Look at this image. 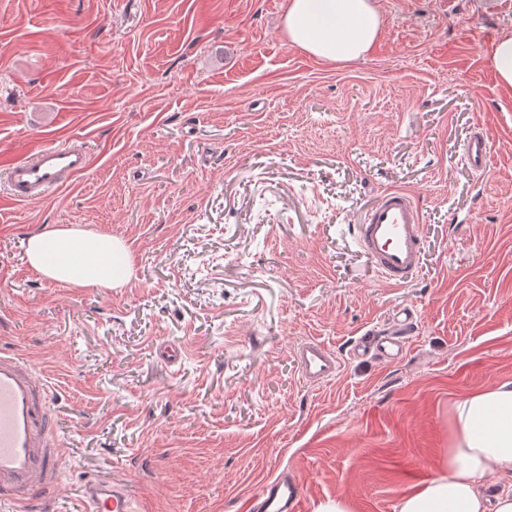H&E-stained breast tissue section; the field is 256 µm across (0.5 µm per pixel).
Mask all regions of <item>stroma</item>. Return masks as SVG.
Segmentation results:
<instances>
[{"label":"stroma","mask_w":512,"mask_h":512,"mask_svg":"<svg viewBox=\"0 0 512 512\" xmlns=\"http://www.w3.org/2000/svg\"><path fill=\"white\" fill-rule=\"evenodd\" d=\"M288 2L0 0V165L73 138L93 158L0 207V349L55 385L68 449L35 512H83L90 475L146 512H247L283 473L304 512H396L446 462L451 404L512 380V90L490 65L512 0H375L351 62L291 44ZM478 128L481 176L459 160ZM388 188L422 210L402 287L352 234ZM61 227L124 240L129 281L42 277L27 238ZM405 306L400 360L349 356ZM305 338L341 356L332 382L302 381Z\"/></svg>","instance_id":"stroma-1"}]
</instances>
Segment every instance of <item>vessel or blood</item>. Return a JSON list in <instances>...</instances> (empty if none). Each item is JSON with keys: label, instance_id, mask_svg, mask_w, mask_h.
I'll list each match as a JSON object with an SVG mask.
<instances>
[{"label": "vessel or blood", "instance_id": "b4317fda", "mask_svg": "<svg viewBox=\"0 0 512 512\" xmlns=\"http://www.w3.org/2000/svg\"><path fill=\"white\" fill-rule=\"evenodd\" d=\"M461 158L475 172L486 171L491 145L474 133L462 145ZM92 165L83 141L45 145L0 170V184L15 202L44 199L67 187ZM354 240L376 271L391 285L408 283L423 260L422 212L412 192L384 190L378 203L353 227ZM413 309L398 311L388 328L373 329L357 339L349 354H368L392 361L406 351V337L415 326ZM303 380L323 384L341 369L340 358L322 342L306 340L296 350ZM54 387L16 352H0V501L15 512H28L37 494L57 493L61 461L66 454L58 436L52 406ZM85 512H138L132 495L122 484L97 477L84 483ZM250 512H303V494L297 481L281 475L262 484L253 495Z\"/></svg>", "mask_w": 512, "mask_h": 512}]
</instances>
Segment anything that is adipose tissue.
Segmentation results:
<instances>
[{
    "instance_id": "1",
    "label": "adipose tissue",
    "mask_w": 512,
    "mask_h": 512,
    "mask_svg": "<svg viewBox=\"0 0 512 512\" xmlns=\"http://www.w3.org/2000/svg\"><path fill=\"white\" fill-rule=\"evenodd\" d=\"M285 28L305 52L349 62L374 45L382 18L373 0H290ZM27 259L74 288H118L132 273L123 240L73 227L31 235ZM452 415L447 467L404 495L397 512H512V380L457 399Z\"/></svg>"
}]
</instances>
